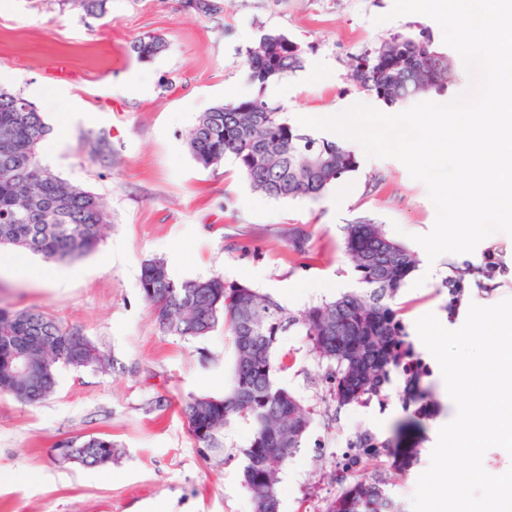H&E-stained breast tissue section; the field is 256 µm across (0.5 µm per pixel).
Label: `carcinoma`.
<instances>
[{
	"label": "carcinoma",
	"instance_id": "1",
	"mask_svg": "<svg viewBox=\"0 0 512 512\" xmlns=\"http://www.w3.org/2000/svg\"><path fill=\"white\" fill-rule=\"evenodd\" d=\"M75 2L88 16L108 12V0ZM162 48V40L155 36L131 44L136 57L145 61ZM244 57L248 81L263 87L302 68L304 51L281 33H266ZM351 78L360 90L393 107L424 93L448 92L455 81L454 62L450 53L434 46L431 31L422 26L415 36L397 33L353 55ZM26 103V98L0 90V246L53 261L85 257L102 240L104 203L42 165L40 149L50 128L36 108L24 109ZM186 145L204 168L232 157L251 189L272 199L315 200L359 167L347 146L310 134L257 98L219 104L201 113L186 135ZM85 147L101 163H110L104 138L90 132ZM344 254L362 287L323 300L299 316L270 295L219 274L177 283L162 259L142 266V295L162 333L196 338L222 322L232 340L230 388L220 398L192 399L183 414L188 424L200 423L190 433L205 445L234 420L252 423L242 475L253 512H279V474L302 447L312 420L304 401L274 381L275 371L292 367L289 355L275 357L279 338L288 330L301 329L310 353L326 364L331 398L339 408L388 395L392 378L402 374L405 384L398 402L405 417L396 426L401 437L416 427L420 409L433 400L431 384L404 374L408 333L394 308L418 267L417 255L369 220L347 225ZM79 335L40 311L0 306V392L28 404L45 399L55 390L59 367H82L73 344ZM16 336L53 337L50 350H30L29 367L37 376L24 396L13 389L15 368L5 346V338ZM79 445L92 457L90 467L112 462L116 453L106 437L90 436ZM348 447L361 449L370 461L377 459L373 449L386 448L403 472L417 456L414 448H402L390 438L378 442L365 431L357 433ZM342 480L349 481V490L325 512H397L381 480L359 479L353 472Z\"/></svg>",
	"mask_w": 512,
	"mask_h": 512
}]
</instances>
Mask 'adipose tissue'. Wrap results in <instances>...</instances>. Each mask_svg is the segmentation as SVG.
Segmentation results:
<instances>
[{"label":"adipose tissue","instance_id":"1","mask_svg":"<svg viewBox=\"0 0 512 512\" xmlns=\"http://www.w3.org/2000/svg\"><path fill=\"white\" fill-rule=\"evenodd\" d=\"M512 40V9L503 0H483L482 20L476 27L475 46L480 51L478 72L480 91L469 112H427L412 121L401 112L389 115L391 125L403 127L400 148L414 161L431 165L440 158L457 164L469 157L463 178L449 179L438 191L448 203L452 221L458 224L471 249H460L448 256L454 265L469 264L473 278H480V247L487 244L480 213H493L504 222L512 221V113L500 111L506 94H512V59L503 55L505 42ZM370 107L360 104L354 112H326L318 117L328 130L350 132V145L358 151H371L373 138L365 131Z\"/></svg>","mask_w":512,"mask_h":512}]
</instances>
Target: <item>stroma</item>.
<instances>
[{"label":"stroma","instance_id":"35a3bbf8","mask_svg":"<svg viewBox=\"0 0 512 512\" xmlns=\"http://www.w3.org/2000/svg\"><path fill=\"white\" fill-rule=\"evenodd\" d=\"M202 16L185 0H110L106 16H88L74 0H0V87L27 98L52 127L69 126L57 151L42 147V163L61 179L99 195L106 207L103 239L90 255L62 263V278L45 285L0 273V304L39 310L80 330L112 359L108 369L60 367L43 401L27 404L0 392V512H252L242 483L249 421L227 425L215 447L198 443L182 407L220 397L232 382L234 350L223 327L207 336L162 333L139 284L143 263L165 259L175 282L223 274L301 313L325 299L320 283L357 288L344 254V228L360 220L381 224L412 251L439 256L466 241L447 222V204L433 190L448 163L423 168L384 143L378 115L367 124L381 148L359 155L357 172L315 200H275L254 193L232 159L204 168L185 135L198 115L237 101L241 86L309 127L312 115L352 107L362 94L349 78L348 56L418 25L447 26L441 49L459 80L442 96L444 111L472 101L470 17L431 15L412 0H216ZM285 34L304 50L301 70L266 86L247 85L243 53L263 33ZM154 35L164 48L139 60L132 42ZM326 78H317L314 67ZM80 113L69 125V113ZM104 135L112 162L83 150L87 132ZM498 240L484 248L482 267L495 278L512 260V226L484 215ZM447 224L442 236L421 237ZM306 238L304 252L290 239ZM396 303L403 321L449 303L442 282L413 273ZM278 353L293 357L276 382L313 410L312 424L279 482L280 512H304L312 492L334 497L340 453L369 429L357 407L336 409L326 369L296 331L281 336ZM435 419L413 435L419 454L409 474L368 465L401 512L427 469ZM83 436L112 439L111 463L84 467L57 450Z\"/></svg>","mask_w":512,"mask_h":512}]
</instances>
